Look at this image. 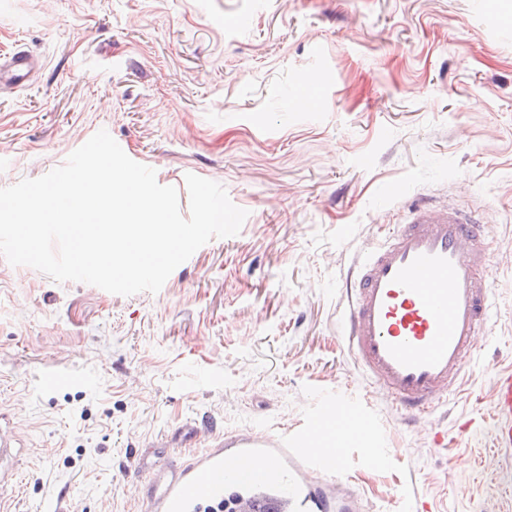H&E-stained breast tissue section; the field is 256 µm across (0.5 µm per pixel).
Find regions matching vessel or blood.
<instances>
[{"label": "vessel or blood", "mask_w": 512, "mask_h": 512, "mask_svg": "<svg viewBox=\"0 0 512 512\" xmlns=\"http://www.w3.org/2000/svg\"><path fill=\"white\" fill-rule=\"evenodd\" d=\"M33 67L21 52L0 58V83L24 84ZM495 276L487 240L471 213L430 201L405 223L356 256L346 278L343 341L368 383L396 409L433 411L464 383L480 334L494 326ZM496 448L512 451V370L496 371ZM352 411L328 453L309 448L307 433L244 430L223 437L186 423L188 439L204 444L173 470L156 473L144 494L146 512H202L230 501L234 512H355L358 501L337 493L341 447L369 428ZM13 423L0 416V482L18 464Z\"/></svg>", "instance_id": "obj_1"}]
</instances>
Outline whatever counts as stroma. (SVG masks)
Here are the masks:
<instances>
[{
	"instance_id": "35a3bbf8",
	"label": "stroma",
	"mask_w": 512,
	"mask_h": 512,
	"mask_svg": "<svg viewBox=\"0 0 512 512\" xmlns=\"http://www.w3.org/2000/svg\"><path fill=\"white\" fill-rule=\"evenodd\" d=\"M235 14L247 26L226 29ZM17 51L40 66L0 84V188L104 129L181 213L191 173L249 216L155 294L0 256V411L24 443L0 512H144L146 444L182 460L201 447L187 420L300 432L329 396L373 421L340 467L364 512H512L490 377L512 368V0H0V56ZM420 199L480 214L506 286L462 391L411 422L342 344L341 285ZM49 370L95 382L46 391ZM460 420L469 438L433 446Z\"/></svg>"
}]
</instances>
